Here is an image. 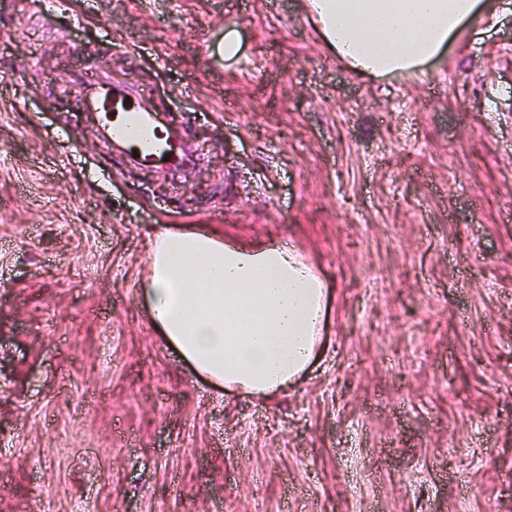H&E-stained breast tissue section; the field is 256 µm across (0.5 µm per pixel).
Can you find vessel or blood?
Here are the masks:
<instances>
[{"label": "vessel or blood", "instance_id": "1", "mask_svg": "<svg viewBox=\"0 0 512 512\" xmlns=\"http://www.w3.org/2000/svg\"><path fill=\"white\" fill-rule=\"evenodd\" d=\"M106 56V51H99L72 69L71 81L79 111L89 114L97 135L110 144L113 157L164 178L193 167L197 156L181 129L147 101L143 90L101 73Z\"/></svg>", "mask_w": 512, "mask_h": 512}]
</instances>
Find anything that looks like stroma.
Wrapping results in <instances>:
<instances>
[{
	"mask_svg": "<svg viewBox=\"0 0 512 512\" xmlns=\"http://www.w3.org/2000/svg\"><path fill=\"white\" fill-rule=\"evenodd\" d=\"M240 48L219 51L226 32ZM202 157L113 159L100 47ZM157 224L292 245L323 352L260 401L195 374L141 291ZM512 512V20L371 80L303 0H0V512Z\"/></svg>",
	"mask_w": 512,
	"mask_h": 512,
	"instance_id": "35a3bbf8",
	"label": "stroma"
}]
</instances>
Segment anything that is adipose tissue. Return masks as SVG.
<instances>
[{
  "mask_svg": "<svg viewBox=\"0 0 512 512\" xmlns=\"http://www.w3.org/2000/svg\"><path fill=\"white\" fill-rule=\"evenodd\" d=\"M307 8L326 48L362 76L423 70L464 30L497 19L489 0H307ZM147 267L153 328L213 384L266 399L318 357L328 293L291 246L158 224Z\"/></svg>",
  "mask_w": 512,
  "mask_h": 512,
  "instance_id": "1",
  "label": "adipose tissue"
}]
</instances>
